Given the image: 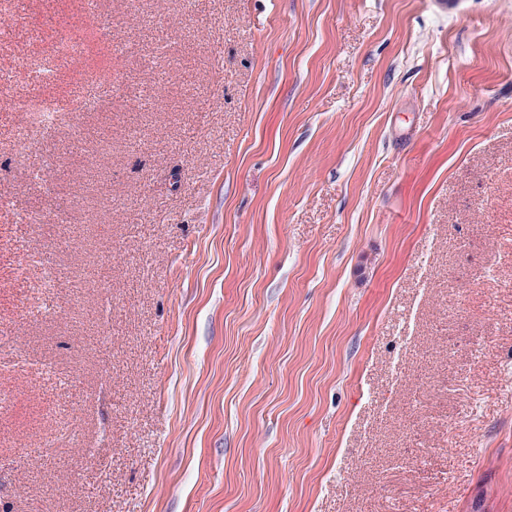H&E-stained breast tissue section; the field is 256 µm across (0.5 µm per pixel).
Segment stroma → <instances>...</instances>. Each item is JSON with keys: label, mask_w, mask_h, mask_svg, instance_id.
I'll return each instance as SVG.
<instances>
[{"label": "stroma", "mask_w": 512, "mask_h": 512, "mask_svg": "<svg viewBox=\"0 0 512 512\" xmlns=\"http://www.w3.org/2000/svg\"><path fill=\"white\" fill-rule=\"evenodd\" d=\"M17 3L0 512H512V0H104L116 49L77 0ZM48 14L86 54L41 86ZM24 96L63 122L20 154ZM26 264H34L40 272V288L44 296V305L42 307V314L45 316H52L53 309L49 303L50 295L53 288L56 287L57 271L55 266L46 260L39 251L30 250L26 256Z\"/></svg>", "instance_id": "stroma-1"}]
</instances>
